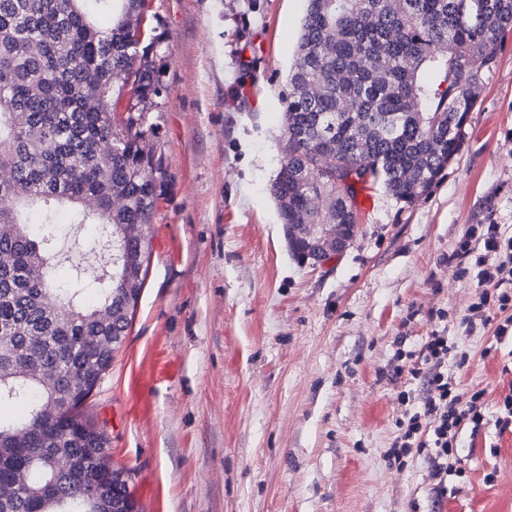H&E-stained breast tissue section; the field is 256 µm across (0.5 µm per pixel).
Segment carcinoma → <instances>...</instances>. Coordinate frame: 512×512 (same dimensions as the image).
Listing matches in <instances>:
<instances>
[{
	"label": "carcinoma",
	"mask_w": 512,
	"mask_h": 512,
	"mask_svg": "<svg viewBox=\"0 0 512 512\" xmlns=\"http://www.w3.org/2000/svg\"><path fill=\"white\" fill-rule=\"evenodd\" d=\"M146 0H0V512H135L128 480L107 474L94 488L107 438L83 406L112 365L144 286L152 224L167 177L146 114L165 89L150 57L156 38L136 40ZM512 26V0H306L285 115L283 163L270 192L280 222L311 224L308 194L337 197L336 218L357 223L355 188L316 165L336 146L338 165L370 175L396 200L428 194L461 150L492 46ZM345 72L349 80L336 82ZM307 82L326 92L298 95ZM126 101L121 126L114 109ZM356 126L369 129L357 140ZM112 137V155L98 142ZM122 197L125 204L112 206ZM98 225L107 280L96 303L80 261L57 249L54 209ZM68 287H51L50 269ZM73 459L57 475L55 455Z\"/></svg>",
	"instance_id": "obj_1"
}]
</instances>
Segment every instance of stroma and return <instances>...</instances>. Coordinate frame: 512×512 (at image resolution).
Instances as JSON below:
<instances>
[{
  "instance_id": "35a3bbf8",
  "label": "stroma",
  "mask_w": 512,
  "mask_h": 512,
  "mask_svg": "<svg viewBox=\"0 0 512 512\" xmlns=\"http://www.w3.org/2000/svg\"><path fill=\"white\" fill-rule=\"evenodd\" d=\"M304 0H147L166 88L155 126L168 176L140 303L84 405L141 512H430L420 457L389 467L408 378L397 337L445 330L484 391L463 431L465 482L440 512H512V432L496 424L512 340L461 324L475 293L448 258L470 228L512 234V29L477 94L459 154L406 204L377 184L353 244L314 267L289 248L270 185ZM150 384L133 380L151 361ZM495 480L485 483L484 476Z\"/></svg>"
}]
</instances>
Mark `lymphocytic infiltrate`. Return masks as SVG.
<instances>
[{
    "mask_svg": "<svg viewBox=\"0 0 512 512\" xmlns=\"http://www.w3.org/2000/svg\"><path fill=\"white\" fill-rule=\"evenodd\" d=\"M458 262L474 260L477 299L463 318L465 333L474 329L492 331L496 341L512 339V236L500 225H484L477 239H464L454 254ZM455 345L442 331L431 330L419 352L397 349L394 376L407 375L418 381L417 396L401 393L411 411L397 424V435L389 455L401 459L421 456L430 480L432 504L448 494V480L463 476L459 436L464 429L478 430L483 423V391L465 393L448 369Z\"/></svg>",
    "mask_w": 512,
    "mask_h": 512,
    "instance_id": "f902f5d3",
    "label": "lymphocytic infiltrate"
}]
</instances>
